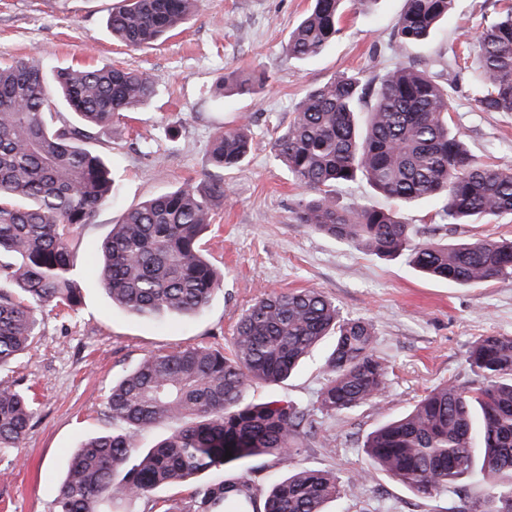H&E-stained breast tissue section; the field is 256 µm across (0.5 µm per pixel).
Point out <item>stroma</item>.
<instances>
[{
  "label": "stroma",
  "mask_w": 512,
  "mask_h": 512,
  "mask_svg": "<svg viewBox=\"0 0 512 512\" xmlns=\"http://www.w3.org/2000/svg\"><path fill=\"white\" fill-rule=\"evenodd\" d=\"M118 0H0V61L27 56L46 70L81 64L148 72L156 91L141 111L115 120L89 145L113 168L117 195L83 225L72 244L81 288L74 311L43 310L32 348L0 372V379L33 387L36 411L22 448L0 456V512H54L58 486L72 452L112 421L105 397L113 382L147 355L187 346L230 352L239 319L265 293L313 288L349 318L374 322V353L388 384L382 398L347 412L319 408L327 383L326 347L316 348L279 386L255 384L247 400L278 396L297 403L318 428V441L287 458H256L225 466V478L248 472L258 492L298 466L341 478L362 477L358 496L328 503V512H461L464 501L487 496L477 477L462 495H415L384 472H368L363 444L386 420L409 410L429 391L476 382L466 358L487 335L512 336V277L459 287L418 276L401 259L386 260L295 223L300 189L271 155V142L292 118L306 90L338 73L374 79L404 60L433 74L448 64L495 18L502 0H455L432 38L396 51L395 21L404 0H377L368 11L346 7L339 38L320 57L286 58L290 32L310 0H202L182 30L149 49L113 41L107 18ZM256 70L266 82L247 98L214 94L225 73ZM452 120L482 163L512 164V113L482 112L467 73L453 93ZM247 122L252 149L225 172L224 205L205 237L209 261L224 282L207 308L192 318L162 321L132 316L112 305L91 269L101 241L122 213L146 199L215 175L209 149L216 129ZM434 203L406 208L403 217L421 237L512 238V216L490 223L442 224Z\"/></svg>",
  "instance_id": "stroma-1"
}]
</instances>
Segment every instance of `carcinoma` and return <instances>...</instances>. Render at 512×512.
Listing matches in <instances>:
<instances>
[{"label": "carcinoma", "mask_w": 512, "mask_h": 512, "mask_svg": "<svg viewBox=\"0 0 512 512\" xmlns=\"http://www.w3.org/2000/svg\"><path fill=\"white\" fill-rule=\"evenodd\" d=\"M453 2L405 0L396 47L428 40ZM198 3L122 0L107 28L126 46L147 48L179 30ZM344 4L314 0L289 34L285 55L320 56L340 33ZM469 75L477 109L512 112V6L476 40ZM456 81L452 66L441 81L400 62L373 85L342 74L308 90L271 146L302 189L296 222L459 286L511 275L510 239L422 240L391 210L337 201V188L364 179L399 204L435 202L442 224L512 215V165L476 161L451 126ZM156 83L122 68L75 65L48 75L28 58L0 66V370L33 344L35 310L79 305L70 247L116 189L111 168L85 142L116 117L140 111ZM264 83L254 73L226 74L216 96L250 95ZM61 109L74 121L54 119ZM250 148L245 127H224L213 136L211 161L233 169ZM225 193L224 180L212 179L124 211L94 262L112 304L156 320L200 314L223 283L203 254L202 235ZM327 337L333 345L323 361L321 411L336 415L380 398L387 374L374 354V324L342 317L317 290L261 295L242 315L228 354L188 346L144 357L106 396V413L121 429L91 436L76 450L55 512H108L229 462L296 453L311 434L303 411L277 398L248 402L245 391L252 382L283 383ZM468 363L479 384L436 388L367 437L365 474L384 471L428 498L472 471L477 435L478 476L488 489L482 512H512V485L500 484L512 474V336L479 338ZM34 413L30 390L0 383V454L24 445ZM173 420L182 425L155 447L139 448L138 432ZM358 488L357 478L303 467L273 484L259 506L244 472L198 487L187 506L164 512H325Z\"/></svg>", "instance_id": "cac0c4a2"}]
</instances>
